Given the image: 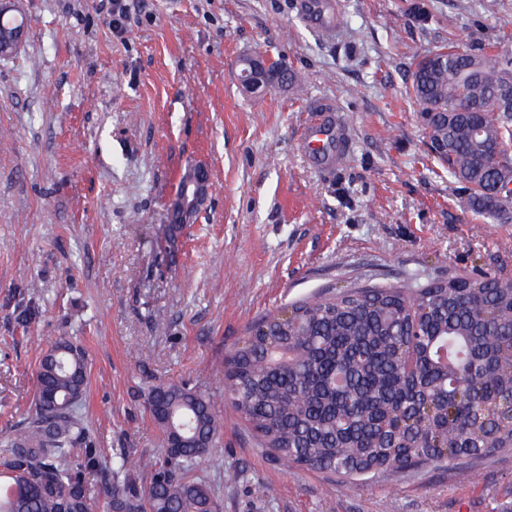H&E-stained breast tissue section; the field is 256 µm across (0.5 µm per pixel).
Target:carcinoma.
<instances>
[{
  "instance_id": "1",
  "label": "carcinoma",
  "mask_w": 512,
  "mask_h": 512,
  "mask_svg": "<svg viewBox=\"0 0 512 512\" xmlns=\"http://www.w3.org/2000/svg\"><path fill=\"white\" fill-rule=\"evenodd\" d=\"M271 84L296 90L300 74L268 66ZM408 94L420 107L429 150L493 219L512 211L498 185L512 155V58L450 46L422 57ZM484 130L474 138L475 128ZM249 330L224 361V393L260 448L308 469L352 480L512 448V285L482 273L424 285L344 289L282 307ZM88 385L84 349L50 346L36 373L27 426L0 449V512H94L87 475L70 449L91 447L77 413ZM147 409L163 435L145 458L146 481L129 477L128 457L112 458L102 487L109 512H217L196 477L223 434L209 396L172 384L150 387Z\"/></svg>"
}]
</instances>
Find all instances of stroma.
I'll return each mask as SVG.
<instances>
[{
    "mask_svg": "<svg viewBox=\"0 0 512 512\" xmlns=\"http://www.w3.org/2000/svg\"><path fill=\"white\" fill-rule=\"evenodd\" d=\"M297 0H19L0 57V437L24 424L42 350L89 362L81 415L103 460L157 455L144 393L206 391L223 438L196 475L220 512H512V449L343 482L257 447L224 398V359L269 313L355 283L491 272L512 280V222L464 203L405 96L420 57L453 45L512 57V0H336L325 33ZM259 51L302 92L248 94ZM329 101L353 142L317 170L300 148ZM210 171L192 223L171 221L186 171ZM2 22L6 29L10 31L19 30L23 34L25 26L23 18L18 19L16 16L4 15ZM6 29L2 28L0 30V56L14 52L19 44L20 34L17 37L14 33L10 35Z\"/></svg>",
    "mask_w": 512,
    "mask_h": 512,
    "instance_id": "obj_1",
    "label": "stroma"
}]
</instances>
